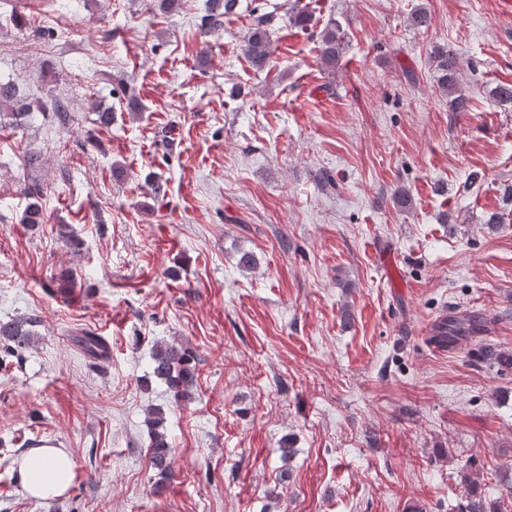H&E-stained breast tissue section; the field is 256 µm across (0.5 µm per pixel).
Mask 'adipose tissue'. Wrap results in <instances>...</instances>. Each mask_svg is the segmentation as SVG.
Here are the masks:
<instances>
[{"mask_svg":"<svg viewBox=\"0 0 512 512\" xmlns=\"http://www.w3.org/2000/svg\"><path fill=\"white\" fill-rule=\"evenodd\" d=\"M71 454L58 448H38L28 457L21 473L26 491L36 498L64 494L73 482Z\"/></svg>","mask_w":512,"mask_h":512,"instance_id":"obj_1","label":"adipose tissue"}]
</instances>
